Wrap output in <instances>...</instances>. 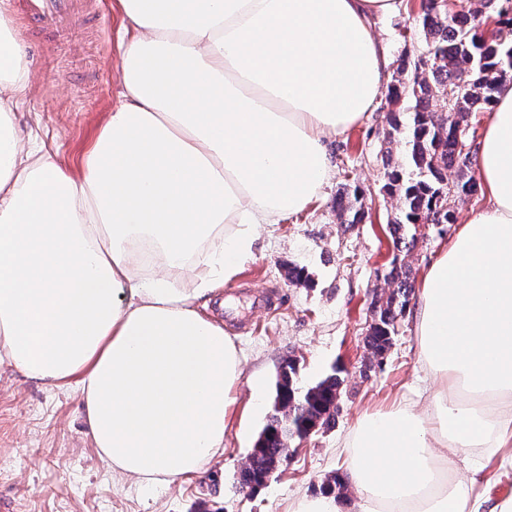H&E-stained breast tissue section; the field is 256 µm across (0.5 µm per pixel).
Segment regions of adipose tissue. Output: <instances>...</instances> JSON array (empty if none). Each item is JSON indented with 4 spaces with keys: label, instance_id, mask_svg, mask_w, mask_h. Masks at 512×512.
<instances>
[{
    "label": "adipose tissue",
    "instance_id": "ef3b65f1",
    "mask_svg": "<svg viewBox=\"0 0 512 512\" xmlns=\"http://www.w3.org/2000/svg\"><path fill=\"white\" fill-rule=\"evenodd\" d=\"M402 0H119L123 103L63 170L17 122L31 74L0 0V365L76 381L121 478L172 484L224 447L241 357L199 300L261 227L318 196L325 141L372 111L390 58L368 22ZM474 165L487 204L414 299L421 385L346 436L359 512H512V83ZM483 465L485 466V476L491 478L492 484H495L494 491L499 494H507L508 492H512V473L509 471L508 473H501L498 469V462L493 459L491 461H487L486 459L483 461Z\"/></svg>",
    "mask_w": 512,
    "mask_h": 512
}]
</instances>
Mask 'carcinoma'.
<instances>
[{
    "label": "carcinoma",
    "instance_id": "1",
    "mask_svg": "<svg viewBox=\"0 0 512 512\" xmlns=\"http://www.w3.org/2000/svg\"><path fill=\"white\" fill-rule=\"evenodd\" d=\"M496 19L497 29L486 33L483 19ZM427 57L404 53L397 59L395 77L385 94L393 106L388 112L385 139L403 147L395 161L386 155L383 189L399 206L391 219L394 248L407 254L418 241L422 224H453L457 205L478 191L468 173L471 147L461 121L474 112H489L500 86L512 81V0H472L447 16L428 4L416 19ZM341 226L363 223L364 208L358 187L343 184L335 201ZM386 279L396 289L371 301L372 320L366 344L381 359L393 344L395 323L404 313L411 288V269L395 257ZM341 371L332 370L314 386L297 385L296 360L277 375L275 398L268 423L261 432L241 484L258 491L273 476L276 465L289 457L291 442L310 427H330L336 400L342 391ZM347 484L339 475L328 476L319 493L343 497Z\"/></svg>",
    "mask_w": 512,
    "mask_h": 512
}]
</instances>
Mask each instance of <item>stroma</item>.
I'll return each mask as SVG.
<instances>
[{"label": "stroma", "mask_w": 512, "mask_h": 512, "mask_svg": "<svg viewBox=\"0 0 512 512\" xmlns=\"http://www.w3.org/2000/svg\"><path fill=\"white\" fill-rule=\"evenodd\" d=\"M95 13L70 28L32 24L21 0H10V25L23 40L34 86L23 112L24 130L38 133L58 164L77 172L86 147L122 100L117 75L123 63L117 0H94ZM415 14L373 20L375 36L391 58L417 52L423 40ZM387 109L374 108L360 123L327 143L332 173L307 208L264 228L253 258L226 284L203 315L223 323L242 358L236 401L227 417L224 451L205 468L165 487L117 479L90 440L76 384L50 387L0 366V504L8 512H288L329 475L346 474L340 443L358 415L389 407L407 394L418 370V339L411 313L397 323L393 345L374 363L365 344L374 295H388L385 279L395 256L390 221L396 199L383 196ZM357 183L368 217L351 230L336 220V193ZM449 241L436 226L423 228L405 258L421 287L431 259ZM305 269V285L288 281ZM298 365L300 387L340 367L344 378L333 428L294 441L287 465L257 492L242 489L240 472L265 427L278 367Z\"/></svg>", "instance_id": "obj_1"}]
</instances>
